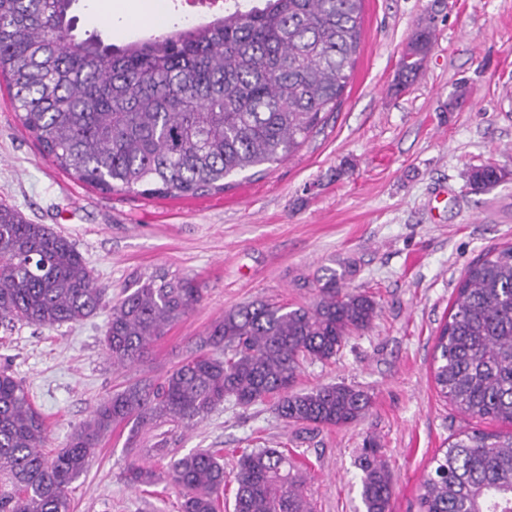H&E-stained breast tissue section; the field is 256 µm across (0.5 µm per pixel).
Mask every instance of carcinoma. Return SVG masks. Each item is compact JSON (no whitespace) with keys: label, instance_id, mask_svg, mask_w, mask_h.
<instances>
[{"label":"carcinoma","instance_id":"obj_1","mask_svg":"<svg viewBox=\"0 0 512 512\" xmlns=\"http://www.w3.org/2000/svg\"><path fill=\"white\" fill-rule=\"evenodd\" d=\"M76 0H0V73L23 127L79 181L106 192L161 197L221 193L224 179L293 156L341 103L361 43L364 0H227L206 25L162 32L123 47L73 34ZM429 33H415L399 84L422 71ZM492 164L473 183L494 187ZM351 263L317 279L298 307L257 300L224 313L163 381H136L102 398L66 447L47 453V425L22 382L0 370V512H70V485L112 426L170 429L149 452L163 470L131 463V487L171 482L181 512H220L225 475L218 449L178 457L182 430L233 400L269 402L288 425L348 427L368 393L343 383L296 389L303 364L336 358L350 335L379 316L376 299L346 287ZM107 289L68 238L0 203V324L52 327L94 316ZM190 277L134 275L112 305L106 354L143 360L201 301ZM433 378L466 418L512 424V244L461 274L440 327ZM364 512H390L391 475L374 442L358 461ZM233 512H314L305 479L276 448L239 457ZM421 512H512V432L465 430L434 456L420 486Z\"/></svg>","mask_w":512,"mask_h":512}]
</instances>
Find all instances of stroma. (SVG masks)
Returning a JSON list of instances; mask_svg holds the SVG:
<instances>
[{"instance_id":"35a3bbf8","label":"stroma","mask_w":512,"mask_h":512,"mask_svg":"<svg viewBox=\"0 0 512 512\" xmlns=\"http://www.w3.org/2000/svg\"><path fill=\"white\" fill-rule=\"evenodd\" d=\"M119 7L76 0L78 34L120 46L212 17L190 0H167L164 25L142 18L118 35L105 16ZM425 24L424 68L399 87L401 58ZM486 164L503 178L474 190L470 172ZM0 201L73 241L107 288L101 310L83 322L0 328V368L44 416L47 450L65 447L101 398L163 379L226 311L255 300L310 303V281L340 260L355 263L350 287L382 311L335 360L305 365L297 387H359L372 400L364 418L300 428L270 404L227 402L185 431L178 455L221 449L230 475L243 450L277 448L305 476L315 512H362L358 459L371 438L393 478L391 512H420L438 451L461 429L504 428L459 414L439 394L432 365L462 271L512 243V0H365L360 52L324 127L289 160L204 196L103 192L76 180L42 153L0 77ZM161 268L197 278L203 298L142 363L114 366L103 343L111 307L133 273ZM153 441L150 432L131 437L128 424L113 427L71 485L72 512H180L171 486L124 481L132 461L157 466L145 450Z\"/></svg>"}]
</instances>
